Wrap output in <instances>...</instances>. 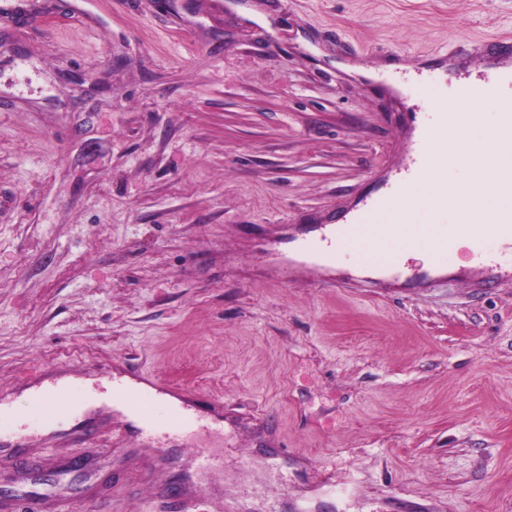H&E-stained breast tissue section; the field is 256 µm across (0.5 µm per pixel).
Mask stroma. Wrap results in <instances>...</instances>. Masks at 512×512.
Listing matches in <instances>:
<instances>
[{
  "mask_svg": "<svg viewBox=\"0 0 512 512\" xmlns=\"http://www.w3.org/2000/svg\"><path fill=\"white\" fill-rule=\"evenodd\" d=\"M34 8L0 0V405L26 425L0 502L175 512L206 447L210 512H512V277L393 288L287 248L406 163L512 0ZM128 363L224 431L158 456L112 407L73 439L24 398Z\"/></svg>",
  "mask_w": 512,
  "mask_h": 512,
  "instance_id": "stroma-1",
  "label": "stroma"
}]
</instances>
